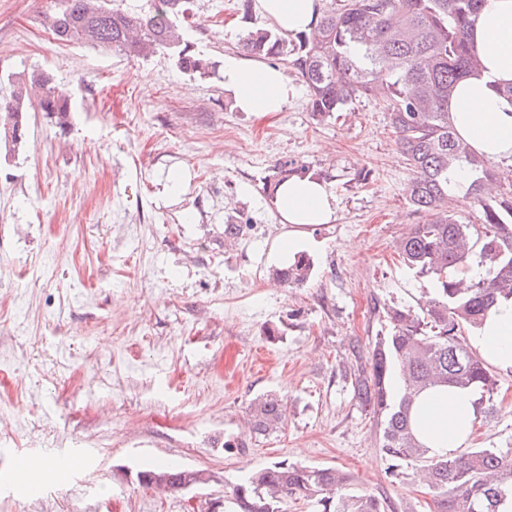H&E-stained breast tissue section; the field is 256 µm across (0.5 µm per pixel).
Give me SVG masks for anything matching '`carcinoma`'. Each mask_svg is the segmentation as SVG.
I'll return each instance as SVG.
<instances>
[{"label": "carcinoma", "instance_id": "carcinoma-1", "mask_svg": "<svg viewBox=\"0 0 512 512\" xmlns=\"http://www.w3.org/2000/svg\"><path fill=\"white\" fill-rule=\"evenodd\" d=\"M193 0H149L130 11L112 0H54L41 15L43 28L59 43L115 49L128 58H175L188 74L206 76L211 64L184 42L178 21L192 13ZM484 0H322L309 30L288 38L275 28L245 31L241 49L286 62L305 84L313 118L322 122L357 98L385 103L397 144L411 172L409 204L419 215L397 243L403 263L431 283L416 311L385 308L389 323L369 344L366 363L354 374V393L364 412L380 424L378 448L386 477L422 468L432 497L431 512H498L512 497V448L471 447L461 455L436 457L417 438L411 421L416 398L436 387L493 394L490 365L467 344L500 299L512 298V183L488 190L489 160L458 135L449 103L456 87L481 68L469 30ZM39 111L56 127L69 124L67 98L41 71L12 80L0 100V147L11 152L26 138V112ZM463 171L466 182L452 180ZM462 188L477 207L481 224H464L448 209ZM313 261L297 254L273 278L306 285ZM399 376L396 394L391 379ZM286 405L275 395L250 407L248 423L259 435L284 424ZM148 484L179 490L201 481L197 471L159 464L141 472ZM313 501L320 512H395L370 492L351 488L347 473L286 460L250 472L230 485L226 512H284L293 497Z\"/></svg>", "mask_w": 512, "mask_h": 512}]
</instances>
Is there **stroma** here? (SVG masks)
Returning <instances> with one entry per match:
<instances>
[{
  "label": "stroma",
  "mask_w": 512,
  "mask_h": 512,
  "mask_svg": "<svg viewBox=\"0 0 512 512\" xmlns=\"http://www.w3.org/2000/svg\"><path fill=\"white\" fill-rule=\"evenodd\" d=\"M49 3L0 0V96L11 75L42 69L71 108L63 134L28 112L26 143L0 155V512H224L227 483L282 460L339 468L398 512H429L415 469L386 479L346 373L352 346L387 331L385 305L418 306L431 288L395 254L419 217L383 102L315 121L289 69L281 112L236 109L224 60L266 24L236 0H195L182 23L212 64L204 78L168 56L58 43L40 24ZM287 163L337 199L335 220L311 231L302 288L274 282L266 260ZM228 224L247 227L229 247ZM494 375L474 440L512 448V372ZM266 394L287 414L264 437L248 411ZM54 460L63 476H17ZM159 463L203 481L143 484Z\"/></svg>",
  "instance_id": "35a3bbf8"
}]
</instances>
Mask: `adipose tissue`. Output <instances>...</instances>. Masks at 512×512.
Here are the masks:
<instances>
[{
	"label": "adipose tissue",
	"mask_w": 512,
	"mask_h": 512,
	"mask_svg": "<svg viewBox=\"0 0 512 512\" xmlns=\"http://www.w3.org/2000/svg\"><path fill=\"white\" fill-rule=\"evenodd\" d=\"M263 18L289 34L308 29L318 0H256ZM483 68L461 82L451 103L455 128L477 154L512 164V101L500 95L512 84V0H485L470 32ZM224 88L235 107L264 117L281 111L288 100V81L276 67L234 57L224 61ZM280 223L288 230L269 252L283 265L304 250L310 227L336 217V197L324 182L292 176L273 194ZM471 344L491 365L512 371V299L499 300ZM476 392L440 387L420 395L412 422L430 455L450 457L467 446L476 420Z\"/></svg>",
	"instance_id": "adipose-tissue-1"
}]
</instances>
